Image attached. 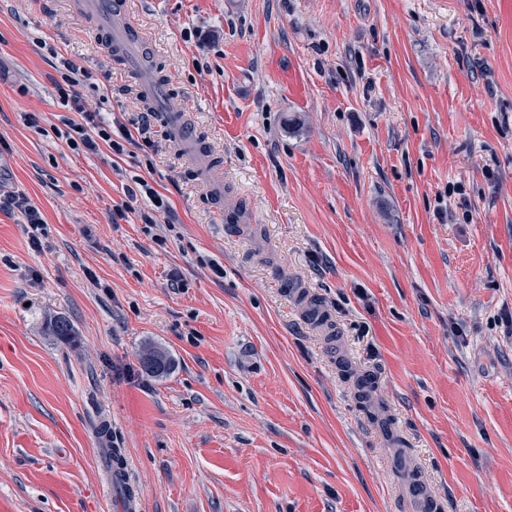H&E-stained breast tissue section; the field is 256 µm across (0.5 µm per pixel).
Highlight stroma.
Instances as JSON below:
<instances>
[{
  "label": "stroma",
  "instance_id": "obj_1",
  "mask_svg": "<svg viewBox=\"0 0 512 512\" xmlns=\"http://www.w3.org/2000/svg\"><path fill=\"white\" fill-rule=\"evenodd\" d=\"M132 13L136 69L75 0H0V189L44 220L0 211V512H118L112 448L141 512H418L413 471L438 512H512V0ZM61 56L153 149L58 137Z\"/></svg>",
  "mask_w": 512,
  "mask_h": 512
}]
</instances>
